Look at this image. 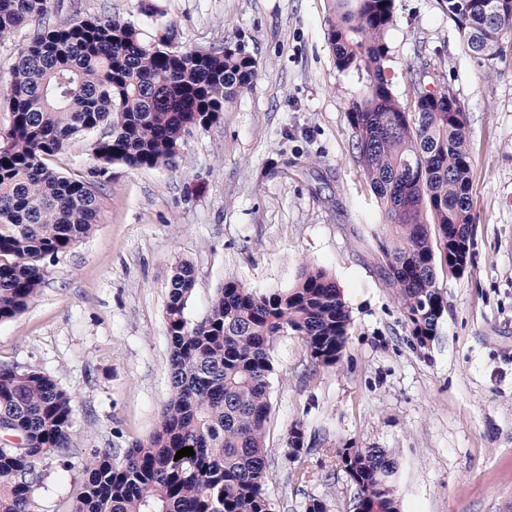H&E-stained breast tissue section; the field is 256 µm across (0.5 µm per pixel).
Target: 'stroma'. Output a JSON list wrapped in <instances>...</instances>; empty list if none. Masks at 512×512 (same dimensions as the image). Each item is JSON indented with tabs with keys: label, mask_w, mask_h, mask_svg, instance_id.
I'll return each instance as SVG.
<instances>
[{
	"label": "stroma",
	"mask_w": 512,
	"mask_h": 512,
	"mask_svg": "<svg viewBox=\"0 0 512 512\" xmlns=\"http://www.w3.org/2000/svg\"><path fill=\"white\" fill-rule=\"evenodd\" d=\"M154 2L184 44L240 36L256 77L219 122L188 136L176 167L98 175L90 134L50 158L105 191L90 235L50 264L24 312L0 321V365L38 368L71 394L74 459L125 448L149 437L169 397L165 304L176 261L194 267L192 322L225 279L286 289L313 265L342 289L352 324L330 367L313 366L300 337L272 345L265 490L276 512H304L312 498L354 512L355 487L333 454L346 447L395 451L401 512H512V52L501 77L485 76L441 0H396L392 92L409 111L415 80L457 93L478 215L467 271L436 268L445 311L421 348L377 271L390 228L352 149L347 112L359 83L337 70L327 41L332 0ZM139 4L50 0L43 22L98 15L151 33ZM298 422L305 445L290 459L285 436ZM299 468L314 481L297 482ZM81 477L50 463L39 512H55Z\"/></svg>",
	"instance_id": "35a3bbf8"
}]
</instances>
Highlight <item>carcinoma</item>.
Masks as SVG:
<instances>
[{
    "label": "carcinoma",
    "mask_w": 512,
    "mask_h": 512,
    "mask_svg": "<svg viewBox=\"0 0 512 512\" xmlns=\"http://www.w3.org/2000/svg\"><path fill=\"white\" fill-rule=\"evenodd\" d=\"M466 53L488 76L512 47V0H443ZM48 0H0V36L44 15ZM327 40L342 72L361 78L347 119L362 171L392 229L379 273L393 289L411 338L434 340L445 305L436 262L469 255L478 215L464 106L446 85L416 83L415 110L392 93L390 49L395 0H334ZM145 38L135 23L87 16L37 29L18 51L0 89L11 114L0 137V321L22 313L45 282V260L89 234L101 187L61 175L46 159L81 134L95 159L132 168L171 166L186 136L220 121L253 81L256 61L240 40L201 49L182 44L160 20ZM193 268L179 262L165 321L169 400L153 433L127 448H92L66 512H274L265 492L269 459L270 348L301 337L317 365H335L351 312L336 280L306 267L285 290L257 292L235 278L217 289L208 314L185 316ZM70 395L36 368L0 366V512H36L34 494L48 461L72 467ZM304 445L287 433L289 456ZM191 447L195 455L174 460ZM337 463L365 512H400L395 452L339 448Z\"/></svg>",
    "instance_id": "obj_1"
}]
</instances>
